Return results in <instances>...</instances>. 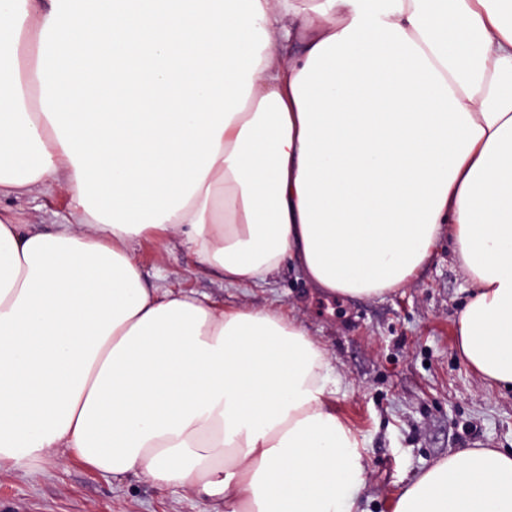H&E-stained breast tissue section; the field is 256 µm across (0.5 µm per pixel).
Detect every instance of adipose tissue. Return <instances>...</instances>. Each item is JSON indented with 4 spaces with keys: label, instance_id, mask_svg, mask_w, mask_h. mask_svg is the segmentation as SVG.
<instances>
[{
    "label": "adipose tissue",
    "instance_id": "ef3b65f1",
    "mask_svg": "<svg viewBox=\"0 0 512 512\" xmlns=\"http://www.w3.org/2000/svg\"><path fill=\"white\" fill-rule=\"evenodd\" d=\"M0 468L59 449L224 512H356L325 350L270 307L147 284L145 236L232 287H404L441 237L463 359L512 389V0H0ZM394 512H512V451L450 454ZM0 205L13 207L22 213L26 223L37 224L43 231L63 223L70 210L68 196L60 189L51 192L34 189L19 199L1 197Z\"/></svg>",
    "mask_w": 512,
    "mask_h": 512
}]
</instances>
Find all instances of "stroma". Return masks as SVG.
<instances>
[{"mask_svg":"<svg viewBox=\"0 0 512 512\" xmlns=\"http://www.w3.org/2000/svg\"><path fill=\"white\" fill-rule=\"evenodd\" d=\"M0 205L44 231L69 214L63 190H32ZM135 260L148 283L207 298L217 308L272 306L302 320L336 372L332 402L363 444L361 512H393L399 493L448 454L466 448L512 449V392L484 382L458 355L456 322L470 282L441 240L405 287L377 298L312 293L284 267L267 282L232 288L180 243L149 239ZM218 503L130 473L112 477L75 455L28 470H0V512H217Z\"/></svg>","mask_w":512,"mask_h":512,"instance_id":"35a3bbf8","label":"stroma"}]
</instances>
